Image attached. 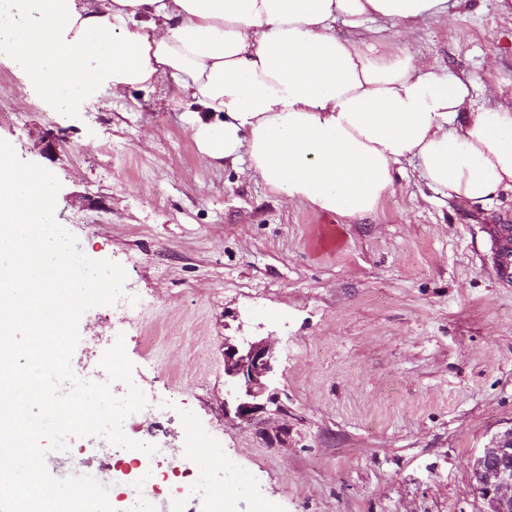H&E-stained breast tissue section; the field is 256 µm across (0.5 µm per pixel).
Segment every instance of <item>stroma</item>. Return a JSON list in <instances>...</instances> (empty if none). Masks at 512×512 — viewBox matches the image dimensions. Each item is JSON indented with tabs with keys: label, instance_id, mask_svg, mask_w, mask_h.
Masks as SVG:
<instances>
[{
	"label": "stroma",
	"instance_id": "obj_1",
	"mask_svg": "<svg viewBox=\"0 0 512 512\" xmlns=\"http://www.w3.org/2000/svg\"><path fill=\"white\" fill-rule=\"evenodd\" d=\"M448 6L408 48L496 104L493 88L512 89V0ZM1 83L0 139L56 176L58 221L80 249L120 264L152 302L135 325L118 302L87 310L71 359L123 397L129 385L100 365L123 340L147 399L123 429L156 445L148 468L103 437L72 440L115 512L123 472L152 512H210L224 456L233 512H482L471 462L512 429V281L497 272L512 193L465 207L408 159L376 213L347 222L202 160L174 79L66 117L2 55ZM228 336L273 343L287 414L225 418ZM204 441L214 452L202 457ZM173 458L190 476L165 474Z\"/></svg>",
	"mask_w": 512,
	"mask_h": 512
}]
</instances>
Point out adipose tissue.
I'll return each mask as SVG.
<instances>
[{"label": "adipose tissue", "mask_w": 512, "mask_h": 512, "mask_svg": "<svg viewBox=\"0 0 512 512\" xmlns=\"http://www.w3.org/2000/svg\"><path fill=\"white\" fill-rule=\"evenodd\" d=\"M447 11L448 0H0V52L67 114L172 76L202 159L245 163L270 192L354 220L409 157L461 204L512 192V108L477 105L468 78L364 33Z\"/></svg>", "instance_id": "obj_1"}]
</instances>
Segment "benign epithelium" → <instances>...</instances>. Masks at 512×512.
I'll return each mask as SVG.
<instances>
[{"mask_svg":"<svg viewBox=\"0 0 512 512\" xmlns=\"http://www.w3.org/2000/svg\"><path fill=\"white\" fill-rule=\"evenodd\" d=\"M274 347L257 336L224 339V416L242 423L260 420L279 401L272 387ZM473 476L483 512H512V429L474 458Z\"/></svg>","mask_w":512,"mask_h":512,"instance_id":"benign-epithelium-1","label":"benign epithelium"}]
</instances>
